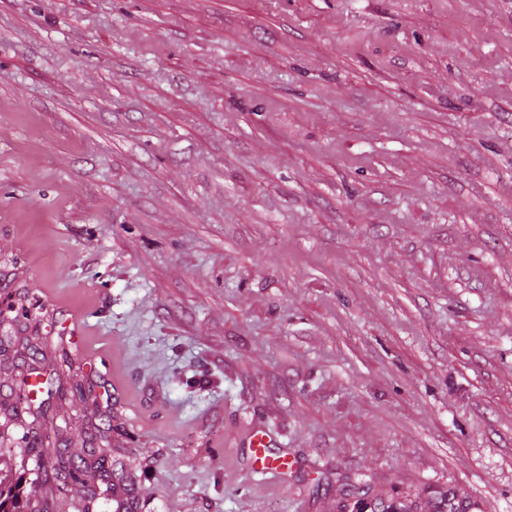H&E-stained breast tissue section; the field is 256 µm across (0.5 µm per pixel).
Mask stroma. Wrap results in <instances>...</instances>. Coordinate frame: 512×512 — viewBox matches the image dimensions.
Wrapping results in <instances>:
<instances>
[{"label": "stroma", "mask_w": 512, "mask_h": 512, "mask_svg": "<svg viewBox=\"0 0 512 512\" xmlns=\"http://www.w3.org/2000/svg\"><path fill=\"white\" fill-rule=\"evenodd\" d=\"M0 448L33 512L72 455L92 512H512V0H0ZM275 435L265 427L251 428L245 438L250 448V469L256 473H271L281 482L288 483V462L271 451L276 448Z\"/></svg>", "instance_id": "1"}]
</instances>
